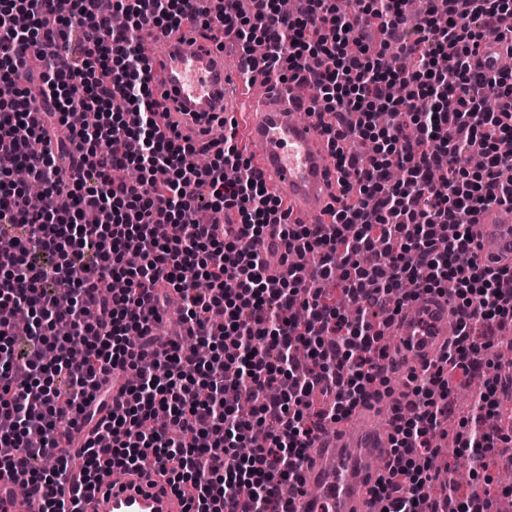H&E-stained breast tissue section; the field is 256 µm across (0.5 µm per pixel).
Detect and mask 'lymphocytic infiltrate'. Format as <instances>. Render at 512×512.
<instances>
[{
    "mask_svg": "<svg viewBox=\"0 0 512 512\" xmlns=\"http://www.w3.org/2000/svg\"><path fill=\"white\" fill-rule=\"evenodd\" d=\"M190 2L113 0L104 12L71 0L63 16L55 0H0V83L17 89L0 101V307L28 317L0 320V468H21L41 512H77L60 480L79 423L93 433L85 476L151 459L196 512H289L283 493L301 490L322 428L388 385L376 310L447 294L460 333L409 374L375 492L382 512H490L481 492L458 498L435 461L452 381L491 367L493 339L512 332V293L500 288L512 265L477 262L471 237L479 210L512 203V66L490 78L472 64L485 37L512 32V0H427L415 23L398 0H353L345 14L335 0H296L290 13L277 0ZM189 16L235 40L246 72L298 81L324 102L349 191L329 227L291 221L239 149L237 121L209 141L203 166L189 161L190 137L161 129L137 45L144 26L173 33ZM490 96L499 111H484ZM75 114L83 124L54 144ZM18 166L41 196L13 181ZM222 209L238 222L200 217ZM283 238L294 258L277 273ZM368 249L377 263L358 264ZM114 369L136 384L101 387ZM503 385L494 371L485 380L460 452L512 443L487 425ZM257 427L267 439L252 449ZM48 457L54 469H39Z\"/></svg>",
    "mask_w": 512,
    "mask_h": 512,
    "instance_id": "f902f5d3",
    "label": "lymphocytic infiltrate"
}]
</instances>
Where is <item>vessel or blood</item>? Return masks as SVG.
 <instances>
[{
    "label": "vessel or blood",
    "mask_w": 512,
    "mask_h": 512,
    "mask_svg": "<svg viewBox=\"0 0 512 512\" xmlns=\"http://www.w3.org/2000/svg\"><path fill=\"white\" fill-rule=\"evenodd\" d=\"M153 45L152 88L159 111L169 112L182 130L208 128L212 116L236 113L229 93L232 70L216 39L183 24L168 36L148 28ZM505 47L483 42L478 62L484 70L503 64ZM312 94L296 82L261 84L252 96L247 140L256 153L252 163L284 206L306 224H326L340 195L338 174L321 120L311 114ZM504 205L480 211L474 232L480 263L512 262V219ZM459 317L445 299L425 296L393 325L389 361L414 367L436 360L458 332ZM392 429L377 402L358 408L343 433L322 436L305 463L306 484L295 498L297 512H381L372 493L388 461ZM18 472L0 470V512H32L15 494ZM81 512H192L190 501L168 483L159 465L115 476L101 473L94 488L79 495Z\"/></svg>",
    "instance_id": "b4317fda"
}]
</instances>
